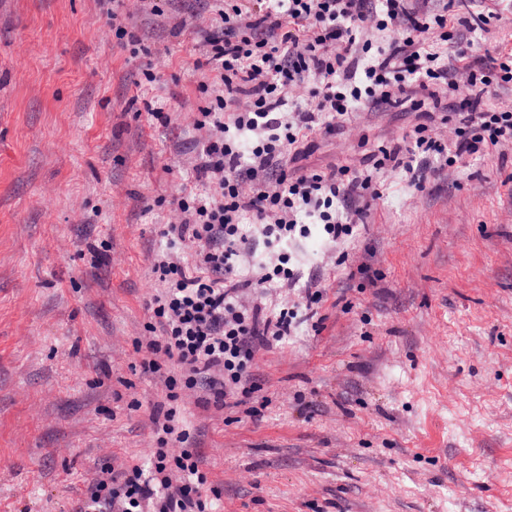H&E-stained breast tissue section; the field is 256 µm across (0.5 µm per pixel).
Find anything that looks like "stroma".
<instances>
[{
    "label": "stroma",
    "instance_id": "stroma-1",
    "mask_svg": "<svg viewBox=\"0 0 512 512\" xmlns=\"http://www.w3.org/2000/svg\"><path fill=\"white\" fill-rule=\"evenodd\" d=\"M156 2H124L135 56L99 0H0V512H72L104 456L150 457L164 390L134 340L216 81L176 28L210 0ZM416 120L361 113L304 164ZM345 249L293 245L324 320L258 353L259 416L186 401L221 512H512V148L411 198L387 179Z\"/></svg>",
    "mask_w": 512,
    "mask_h": 512
}]
</instances>
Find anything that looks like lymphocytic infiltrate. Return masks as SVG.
<instances>
[{"label":"lymphocytic infiltrate","instance_id":"lymphocytic-infiltrate-1","mask_svg":"<svg viewBox=\"0 0 512 512\" xmlns=\"http://www.w3.org/2000/svg\"><path fill=\"white\" fill-rule=\"evenodd\" d=\"M215 14L202 41L214 99L193 124L209 133L193 167L198 190L177 199L182 219L163 231L159 287L136 343L143 373L165 387L150 415L156 446L145 466L104 462L76 512H213L221 491L207 485L185 395L207 392L219 409L246 404L257 354L317 316L325 289L302 280L287 244L314 233L347 242L385 172H400L412 195L431 176L512 145V110L492 101L512 85V52L473 38L496 9L454 26L429 0H233ZM389 109L419 121L359 165L298 166L309 135H336L358 113ZM259 243L266 253L245 274ZM274 285L295 289L296 302L267 307L262 295Z\"/></svg>","mask_w":512,"mask_h":512}]
</instances>
